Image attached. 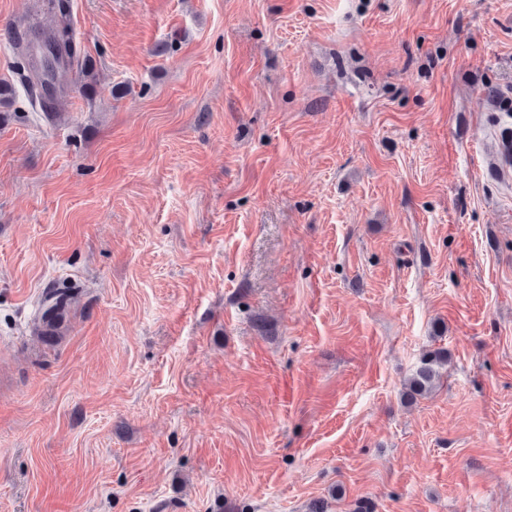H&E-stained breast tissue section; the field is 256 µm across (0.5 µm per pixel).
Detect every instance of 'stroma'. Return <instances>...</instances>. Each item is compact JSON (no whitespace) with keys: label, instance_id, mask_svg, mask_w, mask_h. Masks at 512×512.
<instances>
[{"label":"stroma","instance_id":"obj_1","mask_svg":"<svg viewBox=\"0 0 512 512\" xmlns=\"http://www.w3.org/2000/svg\"><path fill=\"white\" fill-rule=\"evenodd\" d=\"M0 86V512H512V0H0ZM11 39L15 46L22 47L25 45V49L28 51L27 65L30 74L22 75V79H24V82H22L28 95L38 101L41 112H45L47 115L54 112H62L61 101L57 91L52 97L50 94L51 90L47 88V83L48 77L51 76L52 80H54L56 71L62 68L57 65L60 60L65 59L68 64L66 66H72L75 61H78L76 48L68 32L66 30L58 31L41 39L35 57L32 55V50H30L34 48V45L28 41V31H16ZM29 50L31 53H29ZM37 52L38 54L40 52L38 60ZM39 86L47 90V98L41 95ZM72 292L60 288H51L46 291L43 300V311L41 313L42 324L59 315L70 303ZM447 352L437 350L421 360L415 373L407 382V392L410 395H423L432 391L440 381V368L448 363Z\"/></svg>","mask_w":512,"mask_h":512}]
</instances>
